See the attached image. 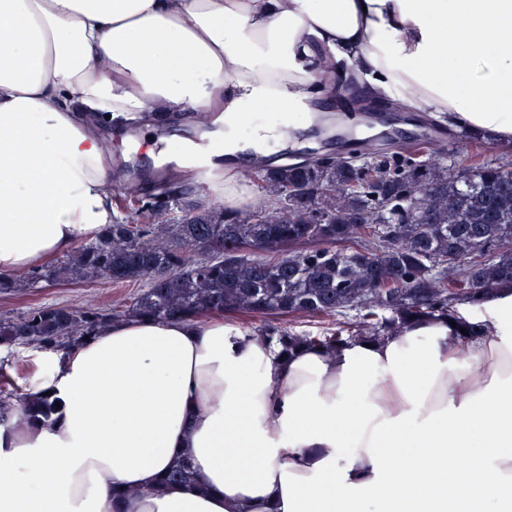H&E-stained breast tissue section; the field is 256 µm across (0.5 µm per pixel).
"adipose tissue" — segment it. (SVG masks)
<instances>
[{"label":"adipose tissue","instance_id":"ef3b65f1","mask_svg":"<svg viewBox=\"0 0 512 512\" xmlns=\"http://www.w3.org/2000/svg\"><path fill=\"white\" fill-rule=\"evenodd\" d=\"M351 79L510 146L512 0H0V275L113 223L106 120L260 106L259 164ZM182 169L257 202L232 141ZM466 321L290 356L219 316L109 324L51 357L50 421L0 425V512H113L118 488L123 512H512V291ZM180 458L195 488L157 490Z\"/></svg>","mask_w":512,"mask_h":512}]
</instances>
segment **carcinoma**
<instances>
[{
	"label": "carcinoma",
	"mask_w": 512,
	"mask_h": 512,
	"mask_svg": "<svg viewBox=\"0 0 512 512\" xmlns=\"http://www.w3.org/2000/svg\"><path fill=\"white\" fill-rule=\"evenodd\" d=\"M250 180L262 201L245 212L206 204L175 178L148 196L130 189L125 220L30 281H144L146 288L117 307L47 306L0 320V347L61 351L129 318L363 309L348 337L342 328L309 336L271 323L256 333L286 354L304 345L334 349L423 318H457L451 287L472 306L512 288V159L452 166L447 155L418 144L385 150L368 140L346 158L267 163ZM247 245L268 257L251 258ZM379 310L389 316L378 317ZM15 407L33 424L55 411L47 397L16 403L0 390V423ZM175 484H193L183 459L157 486Z\"/></svg>",
	"instance_id": "cac0c4a2"
}]
</instances>
